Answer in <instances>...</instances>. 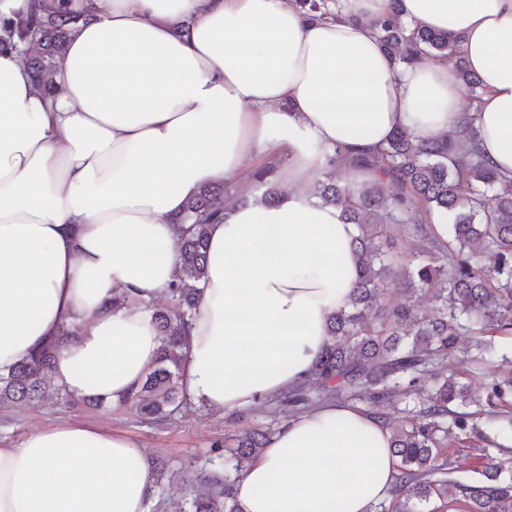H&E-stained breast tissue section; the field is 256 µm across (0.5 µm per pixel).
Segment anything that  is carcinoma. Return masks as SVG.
Instances as JSON below:
<instances>
[{"instance_id":"carcinoma-1","label":"carcinoma","mask_w":512,"mask_h":512,"mask_svg":"<svg viewBox=\"0 0 512 512\" xmlns=\"http://www.w3.org/2000/svg\"><path fill=\"white\" fill-rule=\"evenodd\" d=\"M79 16L56 0H35L26 18L3 28L5 39L20 48L34 87L55 91L53 73ZM382 45L398 57L420 52L448 63L468 90L480 88L448 34L401 21L400 0H389V13L377 24ZM378 177L355 188L332 176L319 182L317 194L340 209V219L355 224L357 277L351 307L329 322L330 342L311 374L276 397L275 410L295 416L326 403L360 401L390 428L391 453L397 473L389 504L382 512H427L431 499L465 504V512H512V477H503L502 460L487 448L489 439L477 419L496 410L504 430H512V356L503 376L484 385V396L472 394L458 375L433 380L424 376L448 358L463 353L466 370L482 369L494 339L512 336V179L484 160L474 117L466 111L455 131L417 142L404 130L372 156L355 162ZM224 184L204 187L187 201L179 218L177 276L168 291V305L153 309L161 336L154 366L141 386L122 397L118 406L138 421L159 426L175 412L192 405L181 382L190 345L191 321L199 302V283L206 273L205 226L221 214L218 194ZM448 216V241L435 235L431 217ZM384 224H403L411 243L406 264L387 262L379 240ZM433 293L431 313L418 307ZM478 337L461 351L460 337ZM61 341L42 347L34 357L0 376V409L34 407L50 391L68 405L101 404L93 396L76 397L51 385ZM409 404L406 421L391 427L385 405ZM272 433L253 431L234 447L217 443L198 472L201 491L176 512H240L233 495L236 477ZM478 461L482 480L457 478L456 454ZM235 461L234 474L218 460Z\"/></svg>"}]
</instances>
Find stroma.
<instances>
[{
    "label": "stroma",
    "mask_w": 512,
    "mask_h": 512,
    "mask_svg": "<svg viewBox=\"0 0 512 512\" xmlns=\"http://www.w3.org/2000/svg\"><path fill=\"white\" fill-rule=\"evenodd\" d=\"M97 424L121 433L140 445L149 458H164L176 474L167 487V500L189 494L195 484V462L204 460L214 443L231 440L259 427H280L282 418L272 406L259 403L232 411H215L193 405L175 414L166 424L150 427L136 422L125 408H68L54 400L35 409H19L9 416L0 415V444L18 446L31 432L62 421Z\"/></svg>",
    "instance_id": "stroma-1"
}]
</instances>
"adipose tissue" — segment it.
<instances>
[{"instance_id": "obj_1", "label": "adipose tissue", "mask_w": 512, "mask_h": 512, "mask_svg": "<svg viewBox=\"0 0 512 512\" xmlns=\"http://www.w3.org/2000/svg\"><path fill=\"white\" fill-rule=\"evenodd\" d=\"M53 74L33 87L0 46V375L60 337L54 385L117 401L153 365L150 306L177 274L175 219L203 186L271 169L275 205L225 199L183 382L215 410L301 383L349 308L355 225L314 188L405 130L450 132L467 87L448 65L394 58L388 0L323 17L289 0H84ZM447 33L481 83L486 161L512 177V0H401ZM187 24L188 36L175 28ZM61 338V337H60ZM389 429L328 403L288 418L236 482L241 512H369L396 473ZM151 462L130 438L77 421L0 447V512H151Z\"/></svg>"}]
</instances>
